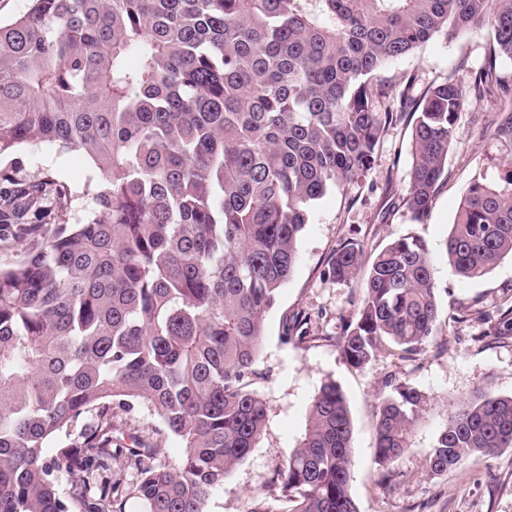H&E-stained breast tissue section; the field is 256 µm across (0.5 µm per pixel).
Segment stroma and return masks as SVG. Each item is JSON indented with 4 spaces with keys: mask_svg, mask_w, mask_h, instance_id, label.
Returning a JSON list of instances; mask_svg holds the SVG:
<instances>
[{
    "mask_svg": "<svg viewBox=\"0 0 512 512\" xmlns=\"http://www.w3.org/2000/svg\"><path fill=\"white\" fill-rule=\"evenodd\" d=\"M490 38L484 28L450 43L433 39L388 64L379 78L396 92L410 77L420 89L451 75L468 81L482 65ZM511 109L512 96H498L460 116L447 177L423 221H414L402 206L412 167L413 121L406 114L384 132L369 169L315 203L300 235L296 264L265 318L251 389L267 404L266 427L249 456L209 497L206 512H247L251 495L267 485L293 452L304 433L311 399L327 382L340 388L351 410V493L359 512H512V448L469 457L442 475H425L421 467L451 409L480 388L512 395V336L491 333L497 309L512 301V257L500 259L483 278L467 280L451 272L445 249L473 177L495 170L508 153L493 140L491 129L499 113ZM4 167L20 178L51 175L79 192L69 221L79 220L92 205L82 190L94 170L82 153L31 143L1 157ZM408 234L424 240L429 249L441 317L415 354L390 349L367 368H353L341 353L339 336L342 322L361 304L365 277L336 282L327 274L328 262L342 243L362 244L370 255ZM389 377L409 380L429 402L413 429L411 448L381 468L374 462L376 413ZM112 434L157 445V466L182 453L179 439L141 404L113 408Z\"/></svg>",
    "mask_w": 512,
    "mask_h": 512,
    "instance_id": "obj_1",
    "label": "stroma"
}]
</instances>
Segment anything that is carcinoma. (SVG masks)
<instances>
[{
    "instance_id": "cac0c4a2",
    "label": "carcinoma",
    "mask_w": 512,
    "mask_h": 512,
    "mask_svg": "<svg viewBox=\"0 0 512 512\" xmlns=\"http://www.w3.org/2000/svg\"><path fill=\"white\" fill-rule=\"evenodd\" d=\"M0 25V156L30 142L83 152L97 178L92 209L65 221L76 195L52 178L0 170V228L21 246L0 267V512H205L255 447L266 403L248 386L265 314L288 280L315 202L367 170L384 130L410 112L404 207L429 211L453 133L496 96L512 60V0H32ZM492 34L465 84L450 76L398 98L374 83L388 63L441 37ZM493 138L512 149V110ZM58 217L47 228L44 218ZM462 278L512 255V158L474 177L445 243ZM368 267L362 304L343 325L355 368L388 346L406 354L439 318L434 268L414 236L372 258L336 248L328 275ZM491 331L512 336V305ZM375 463L411 448L427 396L388 378ZM153 410L184 453L127 449L131 490L107 475L112 405ZM352 419L336 385L314 394L295 450L248 512H359L350 492ZM512 448V395L478 390L448 414L423 460L439 475ZM86 477L60 494L59 468Z\"/></svg>"
}]
</instances>
